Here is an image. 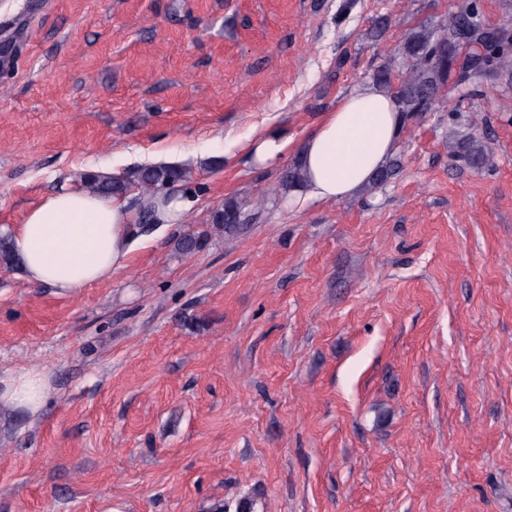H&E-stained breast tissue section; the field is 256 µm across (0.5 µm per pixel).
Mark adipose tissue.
I'll return each mask as SVG.
<instances>
[{"instance_id": "1", "label": "adipose tissue", "mask_w": 512, "mask_h": 512, "mask_svg": "<svg viewBox=\"0 0 512 512\" xmlns=\"http://www.w3.org/2000/svg\"><path fill=\"white\" fill-rule=\"evenodd\" d=\"M402 126L386 89L358 85L303 141L300 158L307 195L334 201L355 194L393 152ZM136 213L127 197L55 191L31 208L23 223L1 230L20 260L23 278L71 294L130 268ZM46 376L28 369L0 382V410L37 415Z\"/></svg>"}]
</instances>
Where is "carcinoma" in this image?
Wrapping results in <instances>:
<instances>
[{
	"label": "carcinoma",
	"instance_id": "carcinoma-1",
	"mask_svg": "<svg viewBox=\"0 0 512 512\" xmlns=\"http://www.w3.org/2000/svg\"><path fill=\"white\" fill-rule=\"evenodd\" d=\"M402 58L398 84L392 83L389 65L377 69L373 81L393 95L397 111L406 117L429 111L444 91L462 101L489 82L512 84V25L484 26L475 20L474 8H462L449 17L446 25L410 32L402 46ZM448 151L454 159L470 166H478L487 158L484 146L473 137L449 139ZM188 179L187 168L161 164L141 167L131 179L88 173L81 177L80 186L102 197L135 192L139 223L149 224L159 191ZM302 187V168L295 163L281 173L266 195L279 196ZM239 221L240 210L231 201L224 203L213 217L214 225L226 233L234 231ZM207 244V233L190 231L177 240V249L188 254Z\"/></svg>",
	"mask_w": 512,
	"mask_h": 512
}]
</instances>
